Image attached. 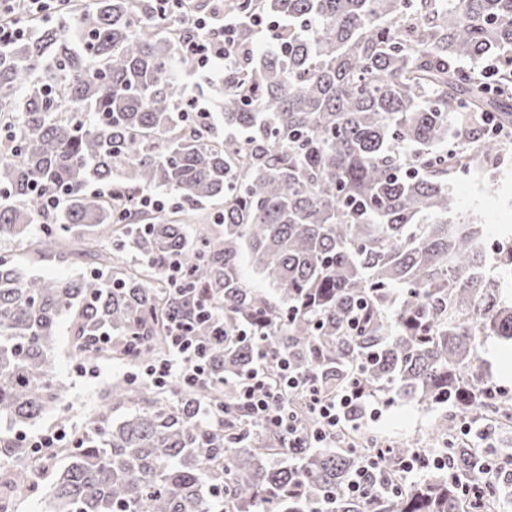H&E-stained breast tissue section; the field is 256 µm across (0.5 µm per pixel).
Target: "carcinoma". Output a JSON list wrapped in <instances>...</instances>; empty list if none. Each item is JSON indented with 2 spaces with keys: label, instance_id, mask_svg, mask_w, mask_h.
<instances>
[{
  "label": "carcinoma",
  "instance_id": "carcinoma-1",
  "mask_svg": "<svg viewBox=\"0 0 512 512\" xmlns=\"http://www.w3.org/2000/svg\"><path fill=\"white\" fill-rule=\"evenodd\" d=\"M159 7L87 0L74 35L40 27L0 51V243L27 241L35 261L54 252L87 269L45 279L0 256V425L14 431L0 433V512L18 490H39L57 454L34 456L20 434L68 398L54 371L60 323L85 363L153 362L174 320L213 333L197 316L199 289L224 317L207 384L175 379L154 400L141 382L112 384L111 405L135 409L86 424L50 484L51 512H468L463 487L479 479L483 512H494L512 475L487 476L456 423L512 422V393L491 392L474 371L482 339L512 343V301L488 285L486 225L449 219L448 183L472 152L501 149L474 137L477 113L512 125V64L493 82L477 66L512 58V0H224L238 54L207 119L185 111L183 77L202 92L214 72L177 58L182 25ZM256 15L281 22L277 49L256 51ZM157 188L171 211L129 205ZM56 192L63 206L45 211L41 194ZM213 200L224 202V230L189 237L188 218ZM244 254L276 297L243 283ZM172 256L177 291L159 278ZM249 323L266 334L273 386L285 357L326 395L355 381L372 396L452 409L434 429L447 465L396 480L416 443L379 445L359 426L361 405L336 447H288L229 385L256 364L254 340L239 335ZM284 405L316 426L304 394ZM370 457L368 496H355L348 483Z\"/></svg>",
  "mask_w": 512,
  "mask_h": 512
}]
</instances>
